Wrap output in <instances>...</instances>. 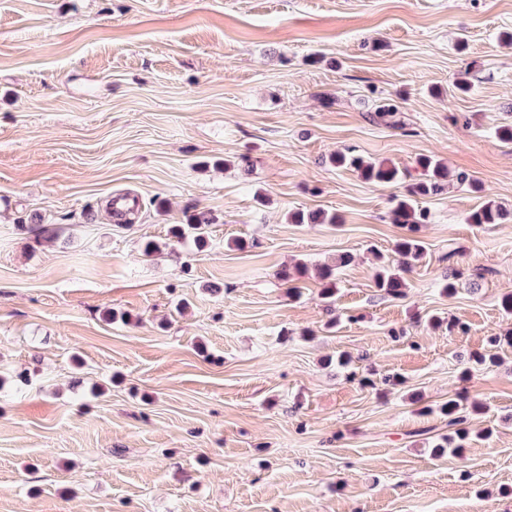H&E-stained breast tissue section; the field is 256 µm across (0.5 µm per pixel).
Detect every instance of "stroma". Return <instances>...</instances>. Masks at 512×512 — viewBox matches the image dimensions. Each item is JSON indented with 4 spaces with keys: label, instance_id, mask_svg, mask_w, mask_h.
I'll list each match as a JSON object with an SVG mask.
<instances>
[{
    "label": "stroma",
    "instance_id": "35a3bbf8",
    "mask_svg": "<svg viewBox=\"0 0 512 512\" xmlns=\"http://www.w3.org/2000/svg\"><path fill=\"white\" fill-rule=\"evenodd\" d=\"M506 32L512 0H0V512H512V221H470L512 211ZM422 155L471 181L419 199L390 296ZM451 398L481 409L437 457ZM335 167L353 168L362 178L372 184H395L400 180V171L384 162L368 161L349 151L336 152L330 158ZM215 218L208 213L198 212L187 216L186 224L177 225L172 230L173 237L178 240L186 235V231L191 233L195 243L199 248L204 247L208 243V227L214 224ZM396 253L399 256L397 267L383 266L376 278V287L388 295L398 296L404 287L401 273L408 271L413 263L419 261L424 250L421 241L412 235L401 238L396 243Z\"/></svg>",
    "mask_w": 512,
    "mask_h": 512
}]
</instances>
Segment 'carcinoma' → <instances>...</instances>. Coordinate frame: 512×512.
<instances>
[{
  "instance_id": "obj_1",
  "label": "carcinoma",
  "mask_w": 512,
  "mask_h": 512,
  "mask_svg": "<svg viewBox=\"0 0 512 512\" xmlns=\"http://www.w3.org/2000/svg\"><path fill=\"white\" fill-rule=\"evenodd\" d=\"M331 164L336 167L352 168L359 172L362 178L372 184H395L400 180L398 168L384 162L368 161L349 151H339L330 158ZM417 164L423 170V178L406 187V195L397 200L393 220L401 224L409 235L401 238L396 243V253L399 256V263L395 267L384 266L378 272L376 287L388 295L398 296L404 287V279L401 273L409 270L413 263L419 261L424 250L421 241L414 237L422 224L429 222V214L417 204V198L436 195L443 190L448 178L455 177L459 183L469 181L466 174L460 172L451 174L441 161L427 155L417 159ZM505 219L503 210L488 202L478 211L473 213L472 222L475 224H499ZM215 222V218L204 212L193 213L187 216L186 223L176 226L172 230L173 237L182 239L186 233H191L198 247L208 243V227ZM293 222L296 224H335L337 217L324 211H311L308 213L297 212L293 215ZM440 414L446 420L448 429L451 430L458 443L450 445V439H445L442 447L458 453L465 447L468 438V431L465 427L467 416L465 408L457 401L450 399L439 408Z\"/></svg>"
}]
</instances>
